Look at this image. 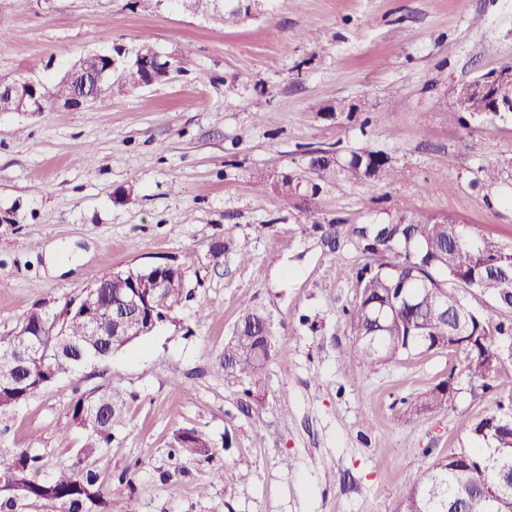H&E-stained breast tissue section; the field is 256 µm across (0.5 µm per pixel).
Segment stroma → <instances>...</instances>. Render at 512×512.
Segmentation results:
<instances>
[{
	"mask_svg": "<svg viewBox=\"0 0 512 512\" xmlns=\"http://www.w3.org/2000/svg\"><path fill=\"white\" fill-rule=\"evenodd\" d=\"M144 40L195 64L105 107L0 112V336L113 271L174 263L191 296L152 335L0 412V452L32 450L50 478L82 439L73 398L112 390L123 418L90 462L107 492L82 512H398L404 484L473 447L472 424L502 395L472 396L452 349L372 367L349 354L358 273L376 262L353 230L447 217L512 246V115L457 120L461 87L512 64V0H260L222 28L174 0H0V80L56 82L86 54ZM351 103V120L327 117ZM363 147L399 179L325 187L318 224L279 194L282 175L307 177L308 150ZM248 311L276 352L257 401L224 375ZM446 378L448 409L400 419L401 398ZM181 428L204 431L212 454L175 452Z\"/></svg>",
	"mask_w": 512,
	"mask_h": 512,
	"instance_id": "35a3bbf8",
	"label": "stroma"
}]
</instances>
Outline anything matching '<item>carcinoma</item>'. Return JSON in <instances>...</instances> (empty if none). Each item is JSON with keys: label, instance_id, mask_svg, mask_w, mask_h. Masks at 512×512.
Masks as SVG:
<instances>
[{"label": "carcinoma", "instance_id": "obj_1", "mask_svg": "<svg viewBox=\"0 0 512 512\" xmlns=\"http://www.w3.org/2000/svg\"><path fill=\"white\" fill-rule=\"evenodd\" d=\"M192 66L191 51L187 48L173 56L172 68L144 71L129 65L125 86L137 89L150 82H167L173 74L185 72ZM380 153L361 148L349 157L336 158L310 170L314 180L313 191L336 180L339 175L354 182H388L399 176L390 164L379 161ZM280 194L291 202L305 194L302 179L285 176L279 184ZM363 251L381 258L376 266H365L358 275L359 301L350 313L349 327L354 337V353L369 366L394 362L414 351L429 352L448 348V339L454 327L436 314L439 302L448 303V310L460 312L462 326L471 336L468 349L462 351L465 370L469 377L482 383V388L493 387L512 397V376L496 371L486 377L483 368L469 359V355L492 354L499 345L496 336L505 332L498 319L504 304L512 305V293L504 288V277L512 274V248L493 254L482 249L490 238L471 231L459 233V224L448 218L418 221L398 216L386 223L364 224L354 229ZM168 280L165 293L151 306L153 316L162 319L170 310L181 306L188 297L186 280L180 266L162 263L152 267ZM105 297L102 306L111 305L115 294L130 287V280L117 274L99 278ZM478 291L491 300L482 311L470 308L466 294ZM49 326L64 322L71 334L82 335L76 316L51 319L39 312L30 313L22 322L18 333H34L40 323ZM266 318L257 312L242 316L235 335L224 347V374L246 379L256 389L265 385L266 371L273 358L271 339H263ZM54 363L56 376L73 373L78 369V352L68 355L54 348L51 336H38ZM14 372L0 368V411L14 407L29 397L26 388L18 385ZM110 403L103 432H86L80 446L75 449V462L59 470L51 480L37 477L41 457L28 449L0 453V482L16 477L25 485L22 500L44 501L58 504L67 512H81L83 501L101 498L103 484L98 475L85 468V462L97 454L103 444L112 438V420L120 417L112 392H104L97 399ZM451 405L448 380L444 379L428 389L401 399L399 417L412 421L419 415L444 410ZM485 417L472 427L479 448L453 453L432 464L420 477L409 483L402 492L399 512H448L450 505L462 502L463 512H493L489 497L504 489L499 481H508L512 469V431L492 440L483 435ZM173 447L191 456L211 453L210 438L196 428H181L174 434Z\"/></svg>", "mask_w": 512, "mask_h": 512}]
</instances>
